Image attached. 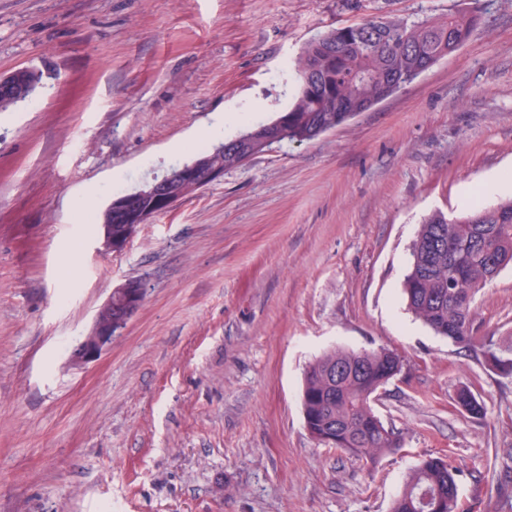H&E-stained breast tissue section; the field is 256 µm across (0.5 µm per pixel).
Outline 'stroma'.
<instances>
[{"mask_svg":"<svg viewBox=\"0 0 512 512\" xmlns=\"http://www.w3.org/2000/svg\"><path fill=\"white\" fill-rule=\"evenodd\" d=\"M479 5L468 43L303 143H282L105 250L94 212L189 161L223 116L266 122L328 30ZM39 71L0 112V512H389L446 456L459 512H512V378L405 307L427 215L512 171V0H0V76ZM80 255L72 280L62 262ZM144 300L102 353L71 354L113 288ZM512 336V267L474 303ZM387 348L374 409L404 446L368 462L320 444L300 389L334 348ZM466 387L486 408L457 402Z\"/></svg>","mask_w":512,"mask_h":512,"instance_id":"1","label":"stroma"}]
</instances>
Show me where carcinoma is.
Listing matches in <instances>:
<instances>
[{"label":"carcinoma","mask_w":512,"mask_h":512,"mask_svg":"<svg viewBox=\"0 0 512 512\" xmlns=\"http://www.w3.org/2000/svg\"><path fill=\"white\" fill-rule=\"evenodd\" d=\"M478 7L453 12L439 21L375 20L346 25L309 41L294 70L297 89L291 105L267 123L246 126L270 131L276 143L304 142L322 127H337L348 112H365L372 101L411 83L438 60L461 49L479 21ZM253 150L244 133L195 155L210 156L224 170L238 168L239 156ZM144 211L163 213L150 195L138 196L127 211L112 206L93 217L121 234L127 224L141 223ZM512 266V200L470 208L452 217L436 211L423 219L411 247V261L402 291L406 307L436 335L458 348H475L473 301L466 284L489 282L490 258ZM485 366L493 371L506 362L512 368V341L487 339L480 344ZM402 362L396 352L333 349L306 368L301 390L304 425L320 440L331 435L335 447L373 460L401 447L403 433L378 425L367 410L375 383ZM343 369L339 380L327 370ZM459 404L473 416L484 404L467 388ZM390 512H458V469L446 457H429L408 474Z\"/></svg>","instance_id":"obj_1"}]
</instances>
